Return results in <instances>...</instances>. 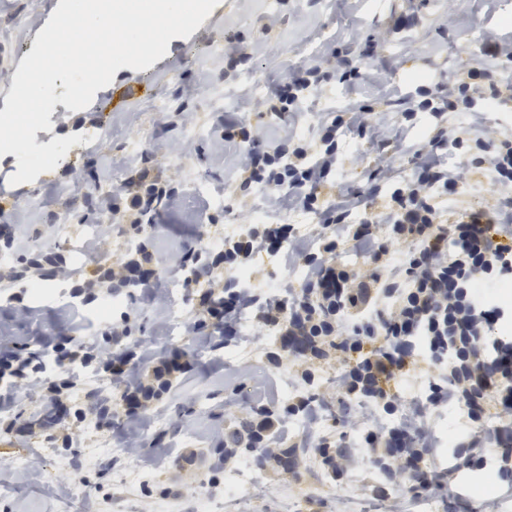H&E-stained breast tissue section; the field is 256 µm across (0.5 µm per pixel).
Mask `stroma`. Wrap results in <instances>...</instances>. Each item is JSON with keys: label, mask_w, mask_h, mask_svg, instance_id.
Wrapping results in <instances>:
<instances>
[{"label": "stroma", "mask_w": 512, "mask_h": 512, "mask_svg": "<svg viewBox=\"0 0 512 512\" xmlns=\"http://www.w3.org/2000/svg\"><path fill=\"white\" fill-rule=\"evenodd\" d=\"M55 6L56 0H0V40L11 45L16 61L33 50ZM403 11L415 15L416 24L404 28L397 40L384 42L393 15ZM473 29H494L511 38L512 0H222L189 38L171 39L167 55L151 67L119 68L87 109L63 105L51 113L52 127L36 131V144L73 134L91 138L67 152L55 171L13 186L9 178L18 170V159L12 153L0 156V232L15 241L11 265H24L48 237L56 239L61 258L75 269L91 264L101 251L132 252L144 244L159 276L168 278V256L193 246L207 219L218 225L211 240L218 248L225 235L263 216V189L244 192L231 182L240 147L224 141V119H248L265 142L277 137L284 122L311 138L329 113L363 105L400 112L415 100L420 72H429L435 85L444 86L460 67L493 65L480 42L465 43ZM337 47L353 51L351 63L359 70L353 86L329 78L301 111L280 119L254 109V99L274 86L282 70L309 65L314 55ZM187 114L201 136L188 139L183 155H156L154 141L186 139ZM107 119L112 125L103 137L99 131ZM144 130L151 144L130 151L129 141ZM369 147L368 138L359 136L342 144L334 175L337 191L368 192L374 169ZM130 161L174 176L180 206L164 211L158 224L140 235L114 224L105 212L88 220L75 210L69 224L58 223L59 207L122 180ZM75 168L84 172L82 183L71 180ZM493 196L490 178L474 170L449 196L448 210L459 214L484 206ZM92 222L113 223V238L98 243L88 228ZM23 303L32 310L25 320L18 318L9 289L0 288V337L21 354L35 356L48 377L57 375L50 349L57 338L104 341L108 326L124 315L131 329L125 346L151 348L164 356L176 336L177 346L189 352L190 365L173 376L168 393L149 404L139 457L126 451L127 426L90 431L68 447L45 435L33 447L13 434L0 437V469L17 470L18 456H29L31 450L41 454V467L30 479L0 482V512H155L158 502L169 500L203 501L207 512H374L376 485L365 466L336 482L324 481L322 466L313 458L296 476L265 467L263 496L250 502L225 491L223 481L211 480L208 450L216 445L215 425L255 404L279 405L283 375H295L301 367L289 357L269 362L272 339L238 342L240 359L228 365L222 348H199L189 329L193 314L187 296L160 314L136 288L107 304L84 305L74 298L71 283L43 280L32 285ZM159 447L166 448L168 460L157 468L153 462ZM450 477L462 500L439 501L440 512H480L485 492L495 488V475L483 470H454Z\"/></svg>", "instance_id": "obj_1"}]
</instances>
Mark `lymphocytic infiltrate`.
Instances as JSON below:
<instances>
[{"mask_svg":"<svg viewBox=\"0 0 512 512\" xmlns=\"http://www.w3.org/2000/svg\"><path fill=\"white\" fill-rule=\"evenodd\" d=\"M326 75L319 63L288 69L257 107L272 116L295 111ZM478 100L511 104L512 83L495 69H469L419 102V109L433 116L417 151L419 162L413 174L394 181L392 192L377 205L336 192L330 175L339 141L353 133L380 146L400 144L413 126V112L391 122L376 121L373 107L362 106L321 121L318 137L311 140L294 127H283L277 142L264 150L254 148L256 133L250 124L225 123V141L242 147L233 179L245 190L264 187L266 216L240 233L225 235L223 253H211L207 241L213 231L207 224L198 233L200 247L170 258L174 269H198L189 283L194 290V332L216 322L229 335H239V317L251 307L256 311L255 335L273 331L328 337L324 360L335 363L336 391L344 396H354L351 370L364 361L374 374L375 403L387 418L378 420L362 406L343 420V427L359 434V448L389 452L394 486L406 488L416 478L433 498L446 495L447 489L437 482L426 458L437 446L438 412L449 404L465 413L467 431L457 448L462 465L484 466L487 452L496 451L499 477L506 491H512V338L503 336L500 325L507 312L491 296L492 288L512 281V133L488 130L482 110L474 106ZM463 107L473 116L474 135L468 139L448 124L449 115ZM446 145L468 155L473 168L491 174L504 190L494 205L467 212L453 223L444 198L456 192L462 174L448 165L442 153ZM178 203L169 178L146 169L113 186L101 200L103 209L133 227L142 226L156 206L173 208ZM297 209L316 215L320 232L306 235L282 223L284 214ZM397 245L405 248L399 266L391 262ZM346 247L362 258V265L341 262ZM58 249L54 239H46L41 260L1 271L0 281L76 277L92 300L127 285L141 288L155 304L165 299L162 280L138 258L98 264L78 275L58 259ZM265 254L302 267L300 287L283 298H249L225 279L226 269L249 268ZM129 334L127 325L115 324L106 344L65 339L54 348L56 363L63 369L96 365L110 383L123 384L131 406L140 407L156 355L146 348L132 360L117 350L116 342ZM420 338L427 344L429 364L447 365L449 384L431 385L423 396L406 402L396 385L419 370L415 348ZM0 381L7 385L0 396V428L8 432L16 425V408L33 391H46L55 410L69 400L73 387L68 380L44 378L40 366L6 345L0 347ZM491 408L498 416L489 425L484 418ZM359 448L335 447L338 474L360 466Z\"/></svg>","mask_w":512,"mask_h":512,"instance_id":"f902f5d3","label":"lymphocytic infiltrate"}]
</instances>
